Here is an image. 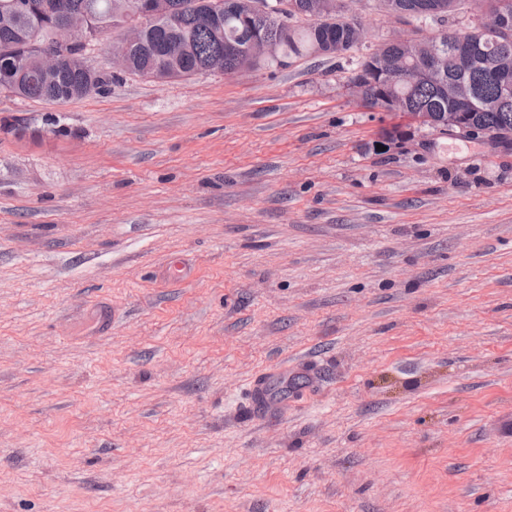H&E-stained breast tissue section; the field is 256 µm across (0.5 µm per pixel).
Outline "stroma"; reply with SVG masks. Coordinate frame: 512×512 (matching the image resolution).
<instances>
[{
	"instance_id": "stroma-1",
	"label": "stroma",
	"mask_w": 512,
	"mask_h": 512,
	"mask_svg": "<svg viewBox=\"0 0 512 512\" xmlns=\"http://www.w3.org/2000/svg\"><path fill=\"white\" fill-rule=\"evenodd\" d=\"M361 53L409 36L367 0ZM0 95V512H512V143L348 57ZM309 382L257 409L249 385Z\"/></svg>"
}]
</instances>
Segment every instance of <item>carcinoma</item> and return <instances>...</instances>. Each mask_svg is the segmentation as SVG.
<instances>
[{"label": "carcinoma", "mask_w": 512, "mask_h": 512, "mask_svg": "<svg viewBox=\"0 0 512 512\" xmlns=\"http://www.w3.org/2000/svg\"><path fill=\"white\" fill-rule=\"evenodd\" d=\"M48 0H0V94L60 104L88 96L93 69L64 61L52 77L32 58L34 45L53 41L55 30L69 15L88 17L94 39L124 29L132 0H61L64 10L46 6ZM211 0H168L181 11L176 26L151 19L143 29L144 44L130 48L124 35L111 43L112 51L127 53L130 72L169 81L197 74L215 64L230 74L257 61L245 51L252 30L263 32L277 48L278 58L267 65L287 66L297 58L326 56L329 44L336 52L360 46L361 22L340 12L324 14L319 0H288V19L304 16V26L283 27L275 16L280 0H260L264 10L244 17L237 0H219L218 13L206 19L201 12ZM464 0H377L379 10L398 21L418 24L421 35L406 48L395 40L385 43L383 56L362 54L352 60L351 81L370 87L365 100L372 105L403 111L435 127L478 135L512 128V69L502 59L512 58V25L486 28L481 22L466 30H448L442 23L456 13ZM477 16L512 12V0H473ZM428 49L441 56V66L431 77H412L378 90L383 65L394 63L410 74L418 55Z\"/></svg>", "instance_id": "carcinoma-1"}]
</instances>
